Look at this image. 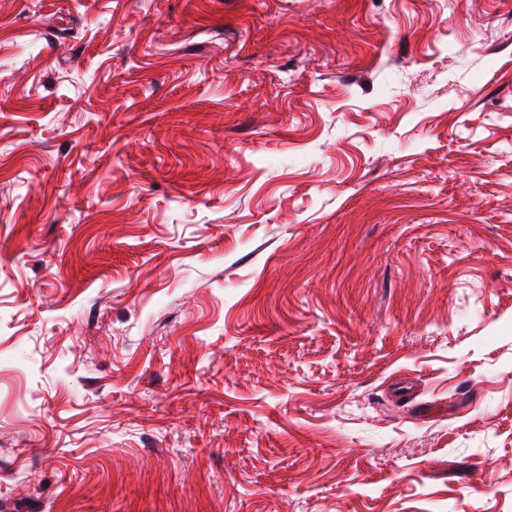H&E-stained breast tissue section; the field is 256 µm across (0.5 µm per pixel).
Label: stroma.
Segmentation results:
<instances>
[{"instance_id":"35a3bbf8","label":"stroma","mask_w":512,"mask_h":512,"mask_svg":"<svg viewBox=\"0 0 512 512\" xmlns=\"http://www.w3.org/2000/svg\"><path fill=\"white\" fill-rule=\"evenodd\" d=\"M0 512H512V0H0Z\"/></svg>"}]
</instances>
